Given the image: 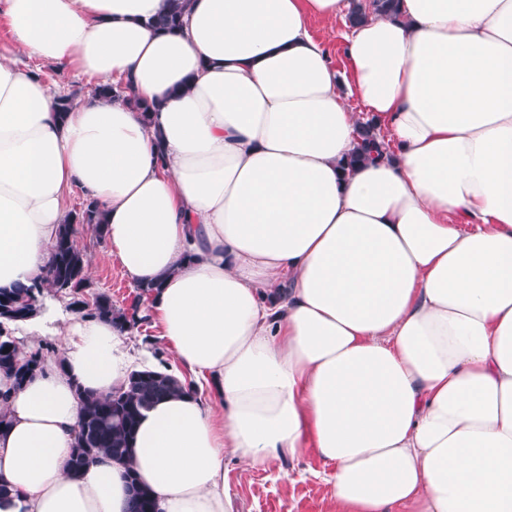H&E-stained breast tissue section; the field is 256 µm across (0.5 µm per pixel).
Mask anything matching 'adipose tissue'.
Segmentation results:
<instances>
[{"label": "adipose tissue", "instance_id": "obj_1", "mask_svg": "<svg viewBox=\"0 0 512 512\" xmlns=\"http://www.w3.org/2000/svg\"><path fill=\"white\" fill-rule=\"evenodd\" d=\"M0 0V287L51 259L73 188L106 257L153 287L149 318L195 387L147 410L129 465L68 461L87 396L123 387L129 333L23 322L55 351L0 371L8 512H233L224 457L313 448L336 512H512V0H401L344 33L349 0ZM131 85L141 114L60 88L19 56ZM357 107H350L349 99ZM378 156L353 169L360 123ZM311 32L319 39L329 51L332 63L339 69L344 65L343 38L341 33L345 30L342 20L324 22L314 20L311 22ZM129 478L133 488L129 512H156L155 503L150 492L138 485L132 471L129 473Z\"/></svg>", "mask_w": 512, "mask_h": 512}]
</instances>
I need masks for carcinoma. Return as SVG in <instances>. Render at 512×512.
Instances as JSON below:
<instances>
[{
  "label": "carcinoma",
  "mask_w": 512,
  "mask_h": 512,
  "mask_svg": "<svg viewBox=\"0 0 512 512\" xmlns=\"http://www.w3.org/2000/svg\"><path fill=\"white\" fill-rule=\"evenodd\" d=\"M398 0H370V3L353 4L348 20L353 22L371 14L395 13ZM185 2L172 0L169 10L151 21V25L165 30H175L181 25ZM93 92L109 101L121 100L133 105L140 112H155L152 103L136 98L130 86L116 88L106 80L94 87ZM360 152L351 157L348 166L366 160L376 145L375 127L365 122L359 126ZM87 224L99 230L101 213L97 201L87 198L72 222L62 225L52 247L51 260L44 275L32 284L0 289V370L11 373L21 386L39 369L44 349L28 350L27 345L5 328L7 323L26 320L36 313L44 292L51 290L70 297L69 307L76 313L92 318L120 320L133 330L146 322L140 314L141 300L152 293L149 287H136V296L127 308L112 303V296L97 292L93 300L85 298L87 284V255L75 243L76 226ZM183 392V386L174 376L153 368L136 369L129 374L126 387L106 397L85 398L74 438V452L68 462L69 470L80 473L88 459L98 453L112 456L117 462L129 458L130 444L143 412L155 402ZM133 488L129 512H156L149 491L129 474Z\"/></svg>",
  "instance_id": "carcinoma-1"
}]
</instances>
